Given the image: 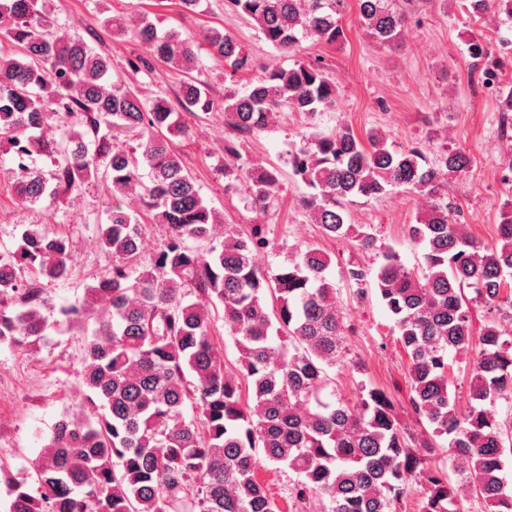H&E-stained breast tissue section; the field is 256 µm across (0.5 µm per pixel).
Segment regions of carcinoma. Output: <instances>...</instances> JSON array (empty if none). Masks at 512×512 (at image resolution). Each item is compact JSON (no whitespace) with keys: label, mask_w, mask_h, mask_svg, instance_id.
I'll return each instance as SVG.
<instances>
[{"label":"carcinoma","mask_w":512,"mask_h":512,"mask_svg":"<svg viewBox=\"0 0 512 512\" xmlns=\"http://www.w3.org/2000/svg\"><path fill=\"white\" fill-rule=\"evenodd\" d=\"M255 21L265 39L293 55L302 40L327 45L345 39L340 16L346 0H227ZM473 15L498 14L512 23V0H467ZM370 36L394 45L407 22L398 0H358ZM148 58L129 61L151 72V62L178 70L198 68L199 46L178 30L162 32L148 19L131 30ZM0 143L7 144L17 199H55L85 182L102 180L112 205L98 225L109 266L85 289L82 302L55 309L40 280L67 276L68 240L30 225L13 253L0 254V343L20 349L46 336L59 314L93 321L81 383L95 412L66 416L41 449L34 483L8 481L6 512H278L256 475L260 463L297 475L294 499L323 503V512H396L410 485H427L425 512H454L474 490L486 512H512L503 478L512 449V419L494 407L512 398V200L504 202L496 243L485 247L452 221L438 200L450 172H463L469 154L451 149L437 161L417 147L394 152L380 130L358 135L343 125L317 132L290 153L292 174L311 192L302 200L323 236L347 239L361 250L377 238L348 223L354 197H378L404 187L429 199L409 241L424 247V267L407 268L381 248L376 272L353 263L344 277L360 300L376 297L393 321L408 356L409 402L426 421L417 444L401 425L391 398L363 386L354 401L337 392L332 373L348 365V325L326 276L329 256L307 245L288 252L277 272L255 263L271 243L266 224L239 234L224 227L196 180L172 148L186 133L181 111L214 109L206 81L189 76L177 103L149 102L112 79L107 56L81 38H62L39 0H0ZM207 52L232 75L251 73L255 61L231 35L214 28ZM467 52L484 86L499 81L484 41ZM336 82L313 62L261 69L242 93L224 96V178L244 181L254 205L265 206L279 185L274 169L241 160L237 142L266 129L280 109L313 117L334 106ZM503 132L512 131V89L500 91ZM77 118L83 130L69 131ZM122 136L138 141L126 148ZM52 161L49 174L31 165ZM134 195L150 224L166 230L163 247L141 253L142 224L125 208ZM32 274L21 277V269ZM474 293L465 294V289ZM490 318L471 333L470 304ZM223 309L224 327L238 353L232 373L211 336V310ZM472 358L466 399L453 385L454 363ZM247 385L243 397L239 380ZM446 455L455 481L426 468Z\"/></svg>","instance_id":"carcinoma-1"}]
</instances>
